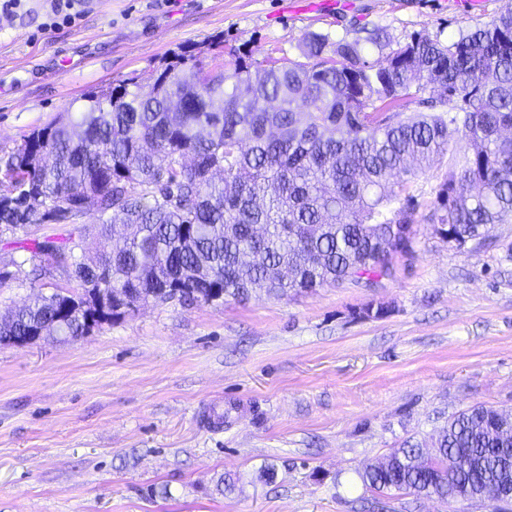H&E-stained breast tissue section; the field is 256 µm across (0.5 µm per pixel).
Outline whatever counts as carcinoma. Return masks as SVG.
<instances>
[{
  "instance_id": "1",
  "label": "carcinoma",
  "mask_w": 512,
  "mask_h": 512,
  "mask_svg": "<svg viewBox=\"0 0 512 512\" xmlns=\"http://www.w3.org/2000/svg\"><path fill=\"white\" fill-rule=\"evenodd\" d=\"M301 52L254 73L183 55L148 91L84 95L78 120L1 156L0 226L27 234L93 205L102 249L76 255L84 228L19 241L75 286L18 306L0 343L78 340L150 300L244 302L389 276L413 253L419 208L394 177L448 155L429 216L438 232L462 245L512 220L511 4L447 45L418 36L383 64L324 34ZM358 477L381 496L481 499L512 488V423L474 406L448 419L432 454L408 441Z\"/></svg>"
}]
</instances>
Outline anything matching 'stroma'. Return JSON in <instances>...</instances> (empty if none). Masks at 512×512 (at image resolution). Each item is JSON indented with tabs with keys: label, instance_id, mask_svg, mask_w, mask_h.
I'll list each match as a JSON object with an SVG mask.
<instances>
[{
	"label": "stroma",
	"instance_id": "stroma-1",
	"mask_svg": "<svg viewBox=\"0 0 512 512\" xmlns=\"http://www.w3.org/2000/svg\"><path fill=\"white\" fill-rule=\"evenodd\" d=\"M507 0H54L0 14V153L82 95L148 90L183 51L203 68L301 60L312 33L447 43ZM448 171L413 179L414 253L392 276L244 303L147 305L75 342L0 344V512H355L359 471L474 405L512 413V221L484 246L428 217ZM0 227V315L70 278ZM386 307L380 318L368 305ZM274 483L260 480L265 465ZM239 492L216 489L221 474Z\"/></svg>",
	"mask_w": 512,
	"mask_h": 512
}]
</instances>
